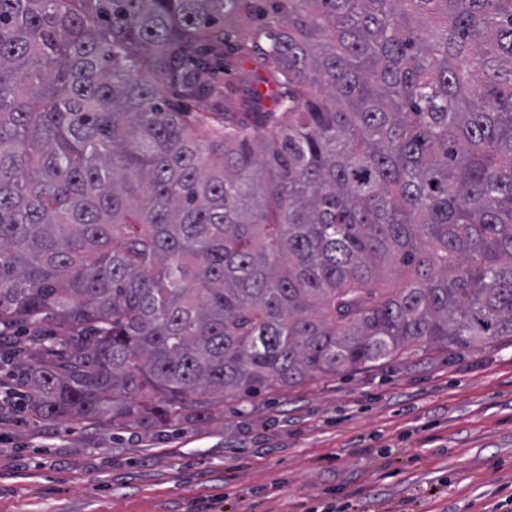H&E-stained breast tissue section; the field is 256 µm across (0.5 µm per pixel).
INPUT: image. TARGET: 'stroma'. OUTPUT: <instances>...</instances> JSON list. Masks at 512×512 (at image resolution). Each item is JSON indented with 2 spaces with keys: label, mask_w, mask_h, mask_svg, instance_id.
Listing matches in <instances>:
<instances>
[{
  "label": "stroma",
  "mask_w": 512,
  "mask_h": 512,
  "mask_svg": "<svg viewBox=\"0 0 512 512\" xmlns=\"http://www.w3.org/2000/svg\"><path fill=\"white\" fill-rule=\"evenodd\" d=\"M0 512H512V344L228 395L159 432L20 402Z\"/></svg>",
  "instance_id": "obj_1"
}]
</instances>
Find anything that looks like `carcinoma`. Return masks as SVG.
Masks as SVG:
<instances>
[{"mask_svg":"<svg viewBox=\"0 0 512 512\" xmlns=\"http://www.w3.org/2000/svg\"><path fill=\"white\" fill-rule=\"evenodd\" d=\"M20 332L34 416L147 431L512 342V0H0Z\"/></svg>","mask_w":512,"mask_h":512,"instance_id":"carcinoma-1","label":"carcinoma"}]
</instances>
